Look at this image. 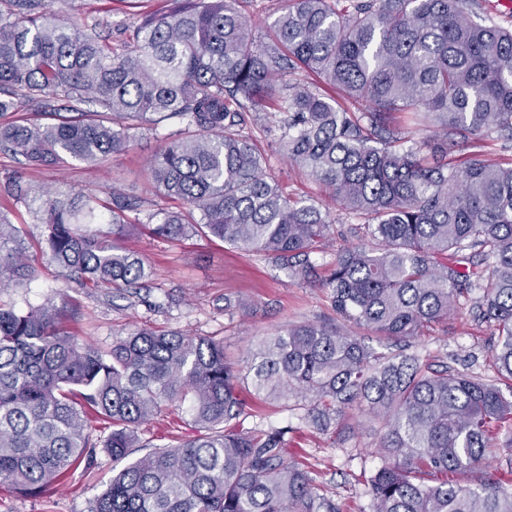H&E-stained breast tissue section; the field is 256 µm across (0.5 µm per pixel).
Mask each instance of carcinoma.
<instances>
[{
	"mask_svg": "<svg viewBox=\"0 0 512 512\" xmlns=\"http://www.w3.org/2000/svg\"><path fill=\"white\" fill-rule=\"evenodd\" d=\"M172 2L117 50L99 33L104 21L71 0H0V115L24 105L46 119L0 125V151L34 169L103 164L134 132L176 119L147 173L188 209L128 224L138 204L114 188L107 228L92 230L93 195L36 190L16 175L12 196L34 207L52 261L82 288L139 296L150 270L118 243L133 232L216 238L312 283L333 224L268 180L251 113L270 107L282 155L364 218L361 244L337 251L322 283L342 322L268 336L239 369L223 342L172 330L135 329L110 351L80 343L62 325L72 316L64 293L40 307L0 305V486L38 497L101 443L125 465L92 512H337L310 471L285 461L286 430L241 428L245 375L266 399L311 396L305 420L319 432L356 404L382 423L387 462L366 479L375 512H512V492L477 477L490 432L512 425V399L354 332L416 338L472 301L498 332L492 364L512 392V164L478 151L448 161L451 148L493 134L512 143V30L479 0H354L344 13L287 0L260 37L239 0ZM298 69L358 107L287 79ZM397 114L437 129L415 140ZM37 274L0 215V288ZM175 400L189 402L199 433L129 459L138 427ZM98 419L112 424L103 440ZM461 474L475 482L453 479Z\"/></svg>",
	"mask_w": 512,
	"mask_h": 512,
	"instance_id": "carcinoma-1",
	"label": "carcinoma"
}]
</instances>
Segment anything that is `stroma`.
Instances as JSON below:
<instances>
[{"label":"stroma","mask_w":512,"mask_h":512,"mask_svg":"<svg viewBox=\"0 0 512 512\" xmlns=\"http://www.w3.org/2000/svg\"><path fill=\"white\" fill-rule=\"evenodd\" d=\"M78 10L93 6L112 28L113 42H120L127 29L139 23L146 13H160L170 0H75ZM173 123H162L141 131L123 155L100 166L69 161L60 166L23 168L18 160L0 153V212L11 223L22 225L29 253L38 257V276L27 287L0 289V302L24 308L55 298L64 291L77 317L67 320L68 332L80 341L101 350L138 327H163L193 336L214 337L224 342V353L231 361L246 357L262 337L292 325L307 322L332 323L327 291L319 282L298 284L286 271L264 255L225 247L215 238L189 236L178 240L153 239L132 235L124 246L137 251L152 271L150 309L138 299H120L100 288H78L62 276L48 253L42 252L44 227L23 203L9 193V182L22 173L31 185L44 189L73 190L109 201L113 188L140 203L141 212L181 209L180 200L155 192L147 182L148 162L165 144ZM255 146L267 160V174L290 196L322 207L330 214L334 236L326 251L317 256L318 273L327 276L338 249L358 245L349 227L352 215L341 210L325 188L308 172L290 164L276 151L278 130L255 129ZM243 299L240 308H225V299ZM498 338L482 322L474 306H465L448 323L434 327L425 336L411 340L410 353L449 370L483 379L492 375L488 364ZM240 395L245 403L243 425L288 427L285 458L304 463L315 480L319 493L331 497L339 512H374L367 485L361 473H373L384 459L378 448L382 430L367 413L354 412L336 429L327 433L303 427L299 418L308 408V398L273 401L256 396L250 382H243ZM196 427L186 405L172 403L163 413L142 425L138 435L142 444L163 447L195 436ZM112 458L105 448L95 450L92 463L81 464L63 484L48 489L37 498L22 496L12 489H0V512H91L95 498L112 476Z\"/></svg>","instance_id":"obj_1"}]
</instances>
